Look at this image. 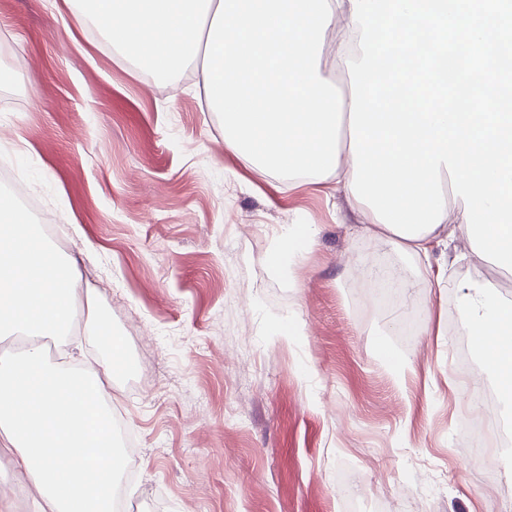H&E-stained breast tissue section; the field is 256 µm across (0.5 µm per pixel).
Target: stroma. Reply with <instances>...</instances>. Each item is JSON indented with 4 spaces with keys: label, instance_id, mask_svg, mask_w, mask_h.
<instances>
[{
    "label": "stroma",
    "instance_id": "1",
    "mask_svg": "<svg viewBox=\"0 0 512 512\" xmlns=\"http://www.w3.org/2000/svg\"><path fill=\"white\" fill-rule=\"evenodd\" d=\"M53 2L0 0V165L136 366L111 389L137 452L122 512H499L512 451L486 469L458 429L494 379L437 329L461 284L497 298L512 270L457 240L433 288L387 236H350L330 185L228 152L193 68L147 75ZM292 224L314 244L285 274L269 256ZM383 260L401 303L363 287Z\"/></svg>",
    "mask_w": 512,
    "mask_h": 512
}]
</instances>
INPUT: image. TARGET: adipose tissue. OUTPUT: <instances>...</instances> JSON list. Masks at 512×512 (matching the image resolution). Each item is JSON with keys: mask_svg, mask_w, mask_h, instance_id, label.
Instances as JSON below:
<instances>
[{"mask_svg": "<svg viewBox=\"0 0 512 512\" xmlns=\"http://www.w3.org/2000/svg\"><path fill=\"white\" fill-rule=\"evenodd\" d=\"M79 26L98 27L124 58L159 76L194 65L210 108L222 113L224 146L253 169L319 184L336 192L365 221L372 209L350 190L352 153L341 144L350 124V97L339 96L320 70L336 19L352 23L351 0H64ZM463 206L446 212L434 231L415 239L393 236L397 248L425 265L435 252L467 237ZM313 244L311 227L292 224L270 255L285 270ZM74 260L60 259L38 222L0 191V342L22 336L20 356H0V447L33 486L35 512H113L125 459L110 407L116 374L129 366L122 347L97 369L76 371L49 363L47 337H67L75 304L84 299L87 322L99 324L98 304L81 297ZM487 283H471L462 297L471 346L497 380L504 425L512 424V299H489Z\"/></svg>", "mask_w": 512, "mask_h": 512, "instance_id": "ef3b65f1", "label": "adipose tissue"}]
</instances>
